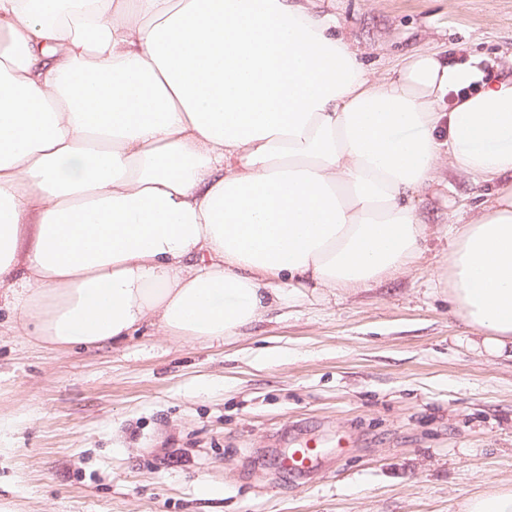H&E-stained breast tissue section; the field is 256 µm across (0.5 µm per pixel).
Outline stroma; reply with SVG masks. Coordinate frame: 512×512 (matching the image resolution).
I'll return each mask as SVG.
<instances>
[{"label": "stroma", "mask_w": 512, "mask_h": 512, "mask_svg": "<svg viewBox=\"0 0 512 512\" xmlns=\"http://www.w3.org/2000/svg\"><path fill=\"white\" fill-rule=\"evenodd\" d=\"M322 8L376 76L419 51L512 76V0ZM443 177L409 272L294 295L222 343L149 329L52 350L1 313L0 512H457L511 486L512 361L457 315L443 232L494 188ZM305 442L322 469L280 468Z\"/></svg>", "instance_id": "1"}]
</instances>
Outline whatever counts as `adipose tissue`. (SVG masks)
Wrapping results in <instances>:
<instances>
[{
    "mask_svg": "<svg viewBox=\"0 0 512 512\" xmlns=\"http://www.w3.org/2000/svg\"><path fill=\"white\" fill-rule=\"evenodd\" d=\"M315 0H0V302L56 349L222 340L287 292L406 272L441 165L455 309L512 355V77L371 73ZM453 94L452 108L437 105Z\"/></svg>",
    "mask_w": 512,
    "mask_h": 512,
    "instance_id": "adipose-tissue-1",
    "label": "adipose tissue"
}]
</instances>
